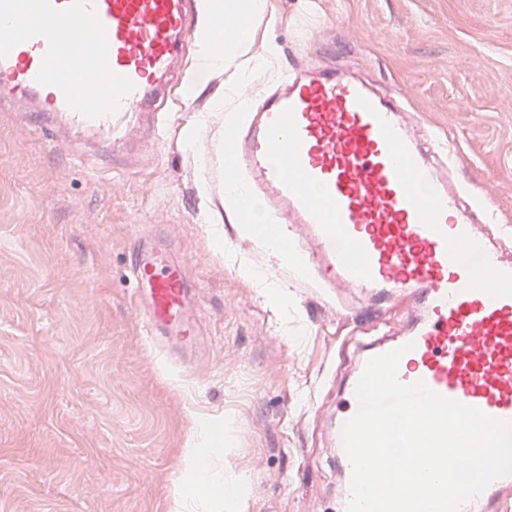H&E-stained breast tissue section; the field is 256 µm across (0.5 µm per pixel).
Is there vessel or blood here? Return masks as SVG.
<instances>
[{
	"label": "vessel or blood",
	"mask_w": 512,
	"mask_h": 512,
	"mask_svg": "<svg viewBox=\"0 0 512 512\" xmlns=\"http://www.w3.org/2000/svg\"><path fill=\"white\" fill-rule=\"evenodd\" d=\"M197 0H0V108L22 109L52 133L97 140L121 165L133 138H163L171 75L194 32ZM403 99L378 96L333 69L290 65L227 136V161L243 176L270 232L303 240L314 287L352 286L383 304L412 290L423 315L406 334L358 346L329 414L340 467L336 512L351 496L342 430L356 414L369 359L403 355L398 380L512 423V264L477 238L447 163L414 144ZM126 265L149 340L166 360L192 368L200 353V290L171 240L138 235ZM459 512H512V475Z\"/></svg>",
	"instance_id": "1"
}]
</instances>
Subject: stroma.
Returning <instances> with one entry per match:
<instances>
[{
  "mask_svg": "<svg viewBox=\"0 0 512 512\" xmlns=\"http://www.w3.org/2000/svg\"><path fill=\"white\" fill-rule=\"evenodd\" d=\"M194 66L162 142L125 167L0 111V512H332L336 467L321 417L360 343L407 324L406 303L370 321L287 275L299 262L245 235L224 201L233 90ZM248 86L280 69L338 66L405 95L464 158L476 227L512 258V0H266ZM205 126H196L198 116ZM158 228L188 260L206 332L198 370L168 366L135 311L125 257ZM258 273L244 278L241 268ZM220 428L209 467L237 495L190 489L197 435Z\"/></svg>",
  "mask_w": 512,
  "mask_h": 512,
  "instance_id": "35a3bbf8",
  "label": "stroma"
}]
</instances>
